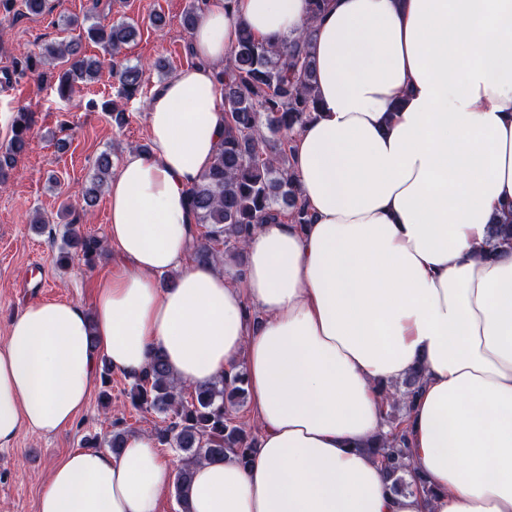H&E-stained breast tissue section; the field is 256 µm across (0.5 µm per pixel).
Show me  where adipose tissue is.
Segmentation results:
<instances>
[{
  "label": "adipose tissue",
  "instance_id": "obj_1",
  "mask_svg": "<svg viewBox=\"0 0 512 512\" xmlns=\"http://www.w3.org/2000/svg\"><path fill=\"white\" fill-rule=\"evenodd\" d=\"M314 26L317 108L292 135L311 224H264L242 276L190 260L189 190L224 136L217 75L241 27L279 45ZM196 62L147 105L150 150L107 191L122 264L93 311L38 301L0 342V448L86 406L99 360L129 379L163 352L182 384L244 372L260 428L248 466L203 462L190 512H512V0H206ZM178 271L175 286L157 279ZM263 314L250 322V309ZM423 368L395 493L367 447L381 384ZM178 478L152 435L82 448L38 512H158Z\"/></svg>",
  "mask_w": 512,
  "mask_h": 512
}]
</instances>
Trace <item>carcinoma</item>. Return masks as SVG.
<instances>
[{"mask_svg": "<svg viewBox=\"0 0 512 512\" xmlns=\"http://www.w3.org/2000/svg\"><path fill=\"white\" fill-rule=\"evenodd\" d=\"M87 34L112 56V71L118 76L123 97L135 98L143 84L142 68L117 60V55L135 38L136 27L127 21L93 24L87 27ZM313 36L314 27L309 26L283 44L273 45L257 40L248 28H241L219 74L224 83V138L217 145L212 165L188 194L196 223L206 227L204 235L193 243L195 260L216 263L220 257L229 256L237 262L240 275L244 243L260 225L281 219L299 225L310 223L290 156L291 133L305 123L317 104L313 94L317 67L309 53ZM45 57L66 65L60 76L63 95L98 76L99 62L80 56L71 42L50 44L37 56L27 53L17 61L16 68L22 74L32 71ZM31 137L29 114L17 113L9 148L0 154L1 186L7 183L16 157L27 150ZM111 169L110 156L101 155L90 185L83 191L86 205L96 202ZM73 250L92 268L104 247L102 240L82 233L80 225L71 222L63 225L57 246L59 266L69 264ZM422 382L423 371L417 368L395 387L403 401L390 405L388 432L371 448L397 493L412 489L432 493L425 481L407 480L412 474L409 419ZM184 389L171 375L164 354L158 351L147 370L132 383L129 401L134 409L160 418L153 431L158 445L182 452L174 494L181 512H189L188 488L195 466L204 460L229 457L245 466L258 438L233 417L247 396L243 375L232 382L221 377L193 386L189 401L182 396ZM126 435L127 431L117 425L103 439L97 435L84 437L82 447L107 446L117 453L124 447Z\"/></svg>", "mask_w": 512, "mask_h": 512, "instance_id": "1", "label": "carcinoma"}]
</instances>
